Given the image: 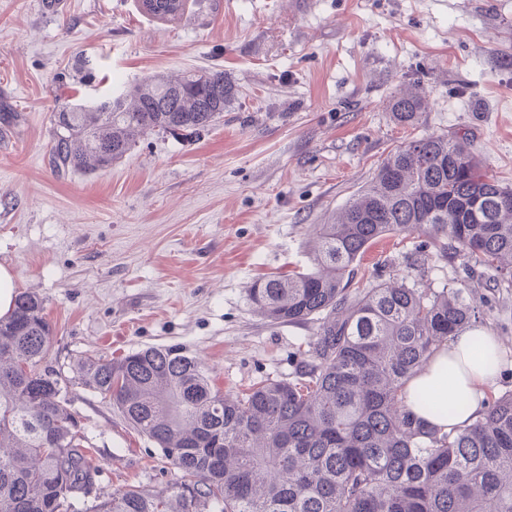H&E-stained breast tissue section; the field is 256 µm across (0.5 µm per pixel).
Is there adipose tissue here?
Returning a JSON list of instances; mask_svg holds the SVG:
<instances>
[{"label": "adipose tissue", "mask_w": 512, "mask_h": 512, "mask_svg": "<svg viewBox=\"0 0 512 512\" xmlns=\"http://www.w3.org/2000/svg\"><path fill=\"white\" fill-rule=\"evenodd\" d=\"M483 345L486 358L471 357L474 345ZM502 355L493 336L482 327L459 331L442 346L424 370L408 383L406 405L413 417L431 428L470 424L486 402L494 385ZM458 402L455 414H448L449 402Z\"/></svg>", "instance_id": "adipose-tissue-1"}]
</instances>
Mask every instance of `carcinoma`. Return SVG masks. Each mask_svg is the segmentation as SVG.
Here are the masks:
<instances>
[{"instance_id": "cac0c4a2", "label": "carcinoma", "mask_w": 512, "mask_h": 512, "mask_svg": "<svg viewBox=\"0 0 512 512\" xmlns=\"http://www.w3.org/2000/svg\"><path fill=\"white\" fill-rule=\"evenodd\" d=\"M187 0L150 16L180 17ZM126 97L52 113L61 173L107 169L147 131L180 137L224 116L234 87L222 71L149 77ZM398 121L424 109L417 88L394 99ZM421 232L512 287V188L483 172L457 137L428 134L397 148L367 187L317 225L314 270L253 282L265 320L320 319L312 361L292 381L241 395L212 385L195 357L149 347L119 361L85 356L64 373L46 363L43 301L15 297L0 318V512H512V392L468 425H420L405 387L479 311L464 286L403 277L349 290L354 264L390 233ZM80 384L106 398L173 470L160 490L88 498L100 468L71 409Z\"/></svg>"}]
</instances>
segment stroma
<instances>
[{
  "instance_id": "1",
  "label": "stroma",
  "mask_w": 512,
  "mask_h": 512,
  "mask_svg": "<svg viewBox=\"0 0 512 512\" xmlns=\"http://www.w3.org/2000/svg\"><path fill=\"white\" fill-rule=\"evenodd\" d=\"M0 0V263L40 296L47 361L65 368L177 346L220 391L291 380L319 322L271 324L247 288L313 268L316 225L369 183L402 143L463 134L512 188V0H189L172 21L138 0ZM222 71L236 97L186 138L141 137L112 168L57 172L51 114L150 75ZM426 107L399 123L394 98ZM462 283L505 363L512 392V288L419 233L374 242L353 286L392 277ZM72 410L105 490L165 487L155 444L107 399L73 386ZM413 86L394 99V114L399 122H413L419 112H423L424 101L418 88Z\"/></svg>"
}]
</instances>
